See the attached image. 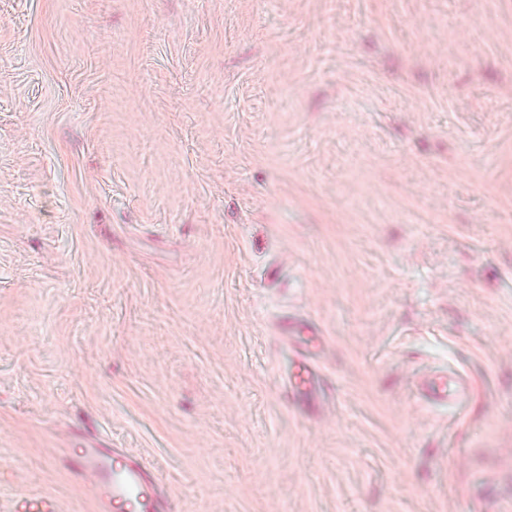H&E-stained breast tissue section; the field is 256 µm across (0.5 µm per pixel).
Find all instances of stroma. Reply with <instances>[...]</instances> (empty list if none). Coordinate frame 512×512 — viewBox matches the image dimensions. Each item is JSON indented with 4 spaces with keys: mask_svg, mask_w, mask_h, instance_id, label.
<instances>
[{
    "mask_svg": "<svg viewBox=\"0 0 512 512\" xmlns=\"http://www.w3.org/2000/svg\"><path fill=\"white\" fill-rule=\"evenodd\" d=\"M93 445L179 512H512V0H0V512H94ZM322 349V341L318 340L306 349L307 354L299 358L288 372L283 388L288 392V402L297 406H304L310 400L327 394L329 391L318 371L314 355ZM421 391L428 402L459 405L474 394L471 380L458 372H437L421 383ZM59 501L50 494H25L21 496L13 512H61Z\"/></svg>",
    "mask_w": 512,
    "mask_h": 512,
    "instance_id": "stroma-1",
    "label": "stroma"
}]
</instances>
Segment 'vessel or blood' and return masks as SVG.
I'll list each match as a JSON object with an SVG mask.
<instances>
[{
	"label": "vessel or blood",
	"mask_w": 512,
	"mask_h": 512,
	"mask_svg": "<svg viewBox=\"0 0 512 512\" xmlns=\"http://www.w3.org/2000/svg\"><path fill=\"white\" fill-rule=\"evenodd\" d=\"M321 349L312 344L288 372L283 388L291 404L301 406L325 395L328 388L318 371L314 356ZM428 402L459 405L474 394L471 380L458 372H438L421 383ZM52 465L70 470L94 499L96 512H171L172 500L160 477L146 460L127 454L122 448H63ZM14 512H61L59 501L50 494L21 496Z\"/></svg>",
	"instance_id": "obj_1"
}]
</instances>
